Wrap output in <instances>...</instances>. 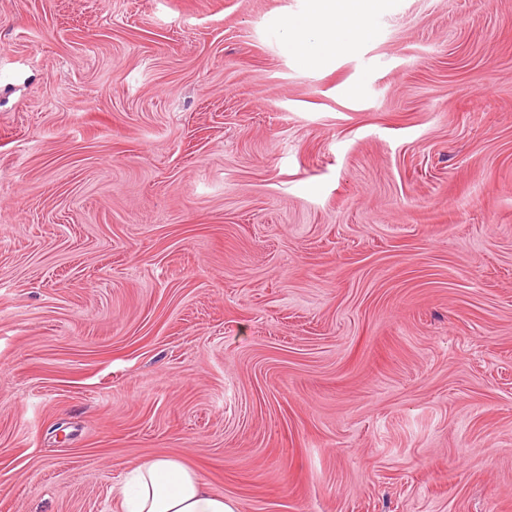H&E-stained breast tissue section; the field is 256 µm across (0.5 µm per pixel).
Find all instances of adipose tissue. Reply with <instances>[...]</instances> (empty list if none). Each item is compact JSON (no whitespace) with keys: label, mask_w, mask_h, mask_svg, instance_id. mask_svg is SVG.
Masks as SVG:
<instances>
[{"label":"adipose tissue","mask_w":512,"mask_h":512,"mask_svg":"<svg viewBox=\"0 0 512 512\" xmlns=\"http://www.w3.org/2000/svg\"><path fill=\"white\" fill-rule=\"evenodd\" d=\"M381 0H313L310 14L285 20L288 40L307 64L368 39ZM120 512H236L233 500L214 493L200 475L176 459L158 456L131 464L114 490Z\"/></svg>","instance_id":"obj_1"}]
</instances>
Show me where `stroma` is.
Wrapping results in <instances>:
<instances>
[{"label":"stroma","mask_w":512,"mask_h":512,"mask_svg":"<svg viewBox=\"0 0 512 512\" xmlns=\"http://www.w3.org/2000/svg\"><path fill=\"white\" fill-rule=\"evenodd\" d=\"M0 0V512H512V0ZM381 0H314L310 16L287 19L289 43L309 65H318L340 49L368 39ZM120 512H236L233 500L214 493L200 475L174 458L131 464L114 490Z\"/></svg>","instance_id":"35a3bbf8"}]
</instances>
